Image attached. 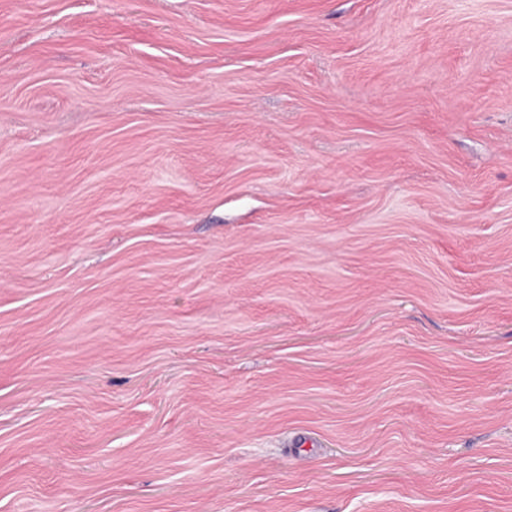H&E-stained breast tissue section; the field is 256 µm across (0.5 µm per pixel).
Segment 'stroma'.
I'll return each instance as SVG.
<instances>
[{
	"mask_svg": "<svg viewBox=\"0 0 512 512\" xmlns=\"http://www.w3.org/2000/svg\"><path fill=\"white\" fill-rule=\"evenodd\" d=\"M0 512H512V0H0Z\"/></svg>",
	"mask_w": 512,
	"mask_h": 512,
	"instance_id": "1",
	"label": "stroma"
}]
</instances>
